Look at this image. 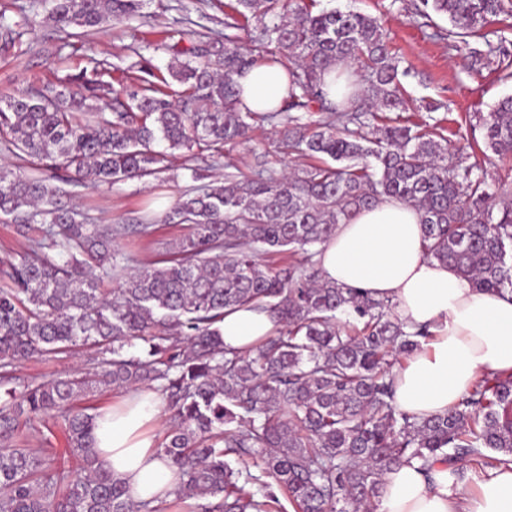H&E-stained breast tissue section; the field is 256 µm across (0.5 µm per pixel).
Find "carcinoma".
<instances>
[{
  "mask_svg": "<svg viewBox=\"0 0 512 512\" xmlns=\"http://www.w3.org/2000/svg\"><path fill=\"white\" fill-rule=\"evenodd\" d=\"M231 0L224 28L263 25L255 55L201 34L169 77L127 76L111 90L105 62L65 83L0 97V149L17 170L0 171V220L40 237L3 271L0 288V512H160L135 504L96 464L95 415L74 405L93 389L158 388L172 411L161 451L180 481L176 502L195 512H369L384 475L438 460L461 477L512 459V376L486 375L443 416L417 420L393 404L394 369L421 346L390 300H375L322 278L314 257L339 224L391 199L421 213L426 255L451 265L479 291L512 294V203L495 206L486 176L467 164L470 145L402 120L399 61L376 17L316 11L315 0ZM145 0H51L61 30L99 28L140 14ZM424 18L445 15L448 36L477 34L512 0H423ZM470 52L475 71L508 57L485 41ZM288 59V96L279 108L251 109L235 76ZM361 61L369 86L335 103L326 76ZM178 88H172V84ZM323 116L315 119L311 112ZM281 128L285 148L313 160L279 175L262 168L244 181L181 194L156 218L189 229L159 263L126 270L112 238L150 233L149 224H89L53 181L112 186L167 168L173 152L223 155L258 123ZM372 127L370 134L362 132ZM485 148L512 158V96L483 118ZM289 253L301 260L276 264ZM116 280L110 296L99 285ZM252 304L282 324L248 351L224 347V310ZM142 341L144 355L129 353ZM81 345L101 350L96 371L18 391L13 369L36 356ZM63 418L79 473L55 468L49 449L13 448L20 418ZM259 469L237 468L231 459Z\"/></svg>",
  "mask_w": 512,
  "mask_h": 512,
  "instance_id": "carcinoma-1",
  "label": "carcinoma"
}]
</instances>
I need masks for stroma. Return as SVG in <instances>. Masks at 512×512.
Segmentation results:
<instances>
[{
	"instance_id": "35a3bbf8",
	"label": "stroma",
	"mask_w": 512,
	"mask_h": 512,
	"mask_svg": "<svg viewBox=\"0 0 512 512\" xmlns=\"http://www.w3.org/2000/svg\"><path fill=\"white\" fill-rule=\"evenodd\" d=\"M420 0H316L320 10H354L379 18L389 44L410 71L405 78L406 109L410 122H443L449 142L463 139L481 141L480 120L499 100L512 95V76L497 66L480 72L470 71L469 47L480 46V38L468 45H453L447 39V17H416ZM0 20L22 23V37L8 52L0 51V95L21 96L48 79H67L91 69L93 60H107L112 85L126 80L128 67L150 60L159 73H167L174 57L172 44L189 45L198 34L224 30V9L219 0H147L142 16L113 20L93 33L70 37L46 20L42 6L33 0H0ZM277 127L261 125L249 141L227 148L220 161L210 166L216 177L227 173L250 176L258 165L286 171L303 166L304 158L282 153ZM196 162L178 152L169 168L156 177L127 181L113 186L91 181L61 188L77 210L96 224H138L145 205L162 211L194 182L191 169ZM180 224L154 225L150 235L141 238L118 237L113 241L117 256H132L135 262L156 260L163 243H172L186 234ZM96 355L95 348L80 346L65 354L36 357L17 364L20 381L41 382L87 370ZM19 448H64L63 421L48 418L21 422L13 439Z\"/></svg>"
}]
</instances>
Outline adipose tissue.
<instances>
[{"label": "adipose tissue", "mask_w": 512, "mask_h": 512, "mask_svg": "<svg viewBox=\"0 0 512 512\" xmlns=\"http://www.w3.org/2000/svg\"><path fill=\"white\" fill-rule=\"evenodd\" d=\"M253 109L278 107L288 94L280 66L239 76ZM325 280L373 299L391 300L407 330L431 337L395 371V404L427 418L447 413L484 374L512 375V299L476 291L448 264L426 256L415 207L390 200L337 225L315 257ZM277 319L243 306L225 312V347L244 350L274 335ZM164 405L145 387L129 392L95 419L99 465L126 487L133 502L165 497L179 482L158 450L153 425ZM372 512H512V465L458 477L446 463L424 479L417 463H401L383 478Z\"/></svg>", "instance_id": "adipose-tissue-1"}]
</instances>
